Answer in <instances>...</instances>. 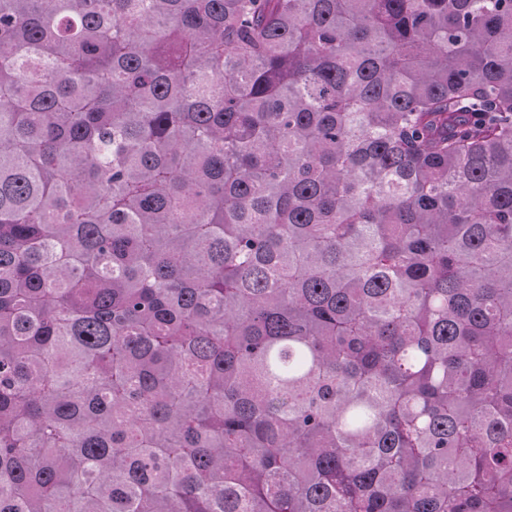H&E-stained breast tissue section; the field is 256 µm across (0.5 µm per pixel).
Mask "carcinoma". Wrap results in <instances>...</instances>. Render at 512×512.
<instances>
[{"instance_id": "cac0c4a2", "label": "carcinoma", "mask_w": 512, "mask_h": 512, "mask_svg": "<svg viewBox=\"0 0 512 512\" xmlns=\"http://www.w3.org/2000/svg\"><path fill=\"white\" fill-rule=\"evenodd\" d=\"M0 512H512V0H0Z\"/></svg>"}]
</instances>
